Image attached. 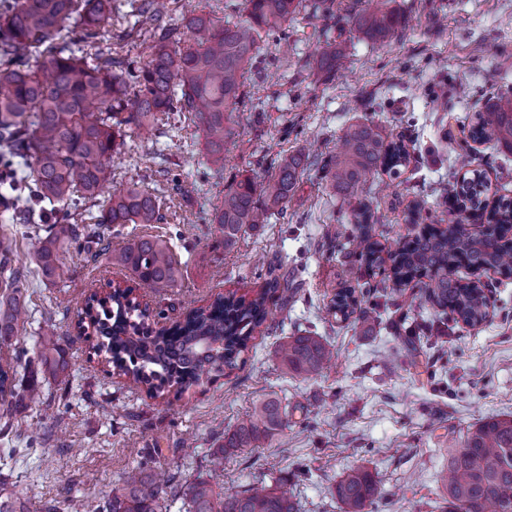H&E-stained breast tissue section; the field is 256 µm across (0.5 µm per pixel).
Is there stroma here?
I'll use <instances>...</instances> for the list:
<instances>
[{
  "label": "stroma",
  "mask_w": 512,
  "mask_h": 512,
  "mask_svg": "<svg viewBox=\"0 0 512 512\" xmlns=\"http://www.w3.org/2000/svg\"><path fill=\"white\" fill-rule=\"evenodd\" d=\"M400 17L383 41L339 22L334 35L346 53V70L318 68L314 52L325 22L306 8L273 28L245 76V99L234 113L235 144L223 169L208 158L203 132L172 114L149 137L126 138L118 148L114 183L164 191L161 224L116 226L113 243L130 232L169 240L183 266L177 287L141 286L144 306L174 321L227 293L258 291L269 266L294 271L301 286L288 302L272 299L271 314L256 330L245 362L190 387L181 398L152 399L123 376L108 374L103 355L80 336L78 321L92 289L129 278L111 255L70 251L64 273L49 281L31 261V227L4 224L15 241L12 267L27 288L25 322L0 353L33 348L43 328L59 339L61 374L41 368L42 403L16 409L0 427V477L34 501H68L71 512H95L111 488L139 463L165 469L171 488L163 512H185L182 490L204 480L218 491L240 492L257 481L286 485L300 512H339L333 491L347 470L373 473L380 494L368 512H442L448 447L491 418H512V279L459 268L462 281L481 277L489 316L471 327L454 324L442 345L410 356V338L377 322L365 330L328 316L325 306L340 288L354 287L364 307L391 312L386 271L369 270L336 241L352 234L350 217L327 186L321 161L305 170L288 205L269 223L247 231L232 251L212 217L224 191L248 176L265 182L284 150H335L345 126L366 119L390 139L412 146L398 173L368 177L363 196L380 206L384 223L373 235L396 246L414 230L406 207L425 198L424 220L448 224L440 189L449 176L483 172L493 195L512 198V153L480 146L468 137L478 112L512 91V0H391ZM447 99V110L437 106ZM467 146L469 164L456 162ZM192 182L186 198L172 190V175ZM322 336L337 353L335 366L306 379L285 372L270 354L284 337L301 331ZM279 398L288 426L265 448L212 458L224 432L256 400ZM39 432L30 441L31 432ZM54 468H46L47 459Z\"/></svg>",
  "instance_id": "obj_1"
}]
</instances>
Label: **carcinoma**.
<instances>
[{"label": "carcinoma", "instance_id": "obj_1", "mask_svg": "<svg viewBox=\"0 0 512 512\" xmlns=\"http://www.w3.org/2000/svg\"><path fill=\"white\" fill-rule=\"evenodd\" d=\"M170 0H140L125 36L148 34L144 51L132 58L99 47L112 24L125 19L119 0H0V207L7 221L33 225L31 256L42 277L62 276L59 257L84 244L108 252L112 241L101 232L114 224H156L165 200L132 185L110 196L112 156L120 141L162 121L172 112H191L204 133L210 162L224 167V148L235 135L233 112L240 104L244 75L260 51L262 34L286 24L304 8L303 0H243L244 17L218 25L205 12H192L178 26L170 22ZM358 31L371 38L394 34L399 17L388 0L353 15ZM191 34L182 42L181 29ZM316 62L336 71L344 52L323 33ZM470 137L512 152V95L489 103L472 125ZM310 155L284 154L274 173L258 185L235 181L224 192L213 223L224 232V250H232L247 230L269 223L275 209L288 204ZM410 161L401 141L384 128L357 121L340 137L325 162L329 188L356 224L353 244L369 268L382 261V248L370 225L381 221L361 200L369 173L394 171ZM484 176L477 171L459 185L448 180L441 196L452 205L448 227L424 225L388 252L393 300L405 297L416 278H428L423 292L434 305L450 310L453 321L472 326L488 316L487 297L457 278L460 267L512 275V204L487 216L485 231L472 236L461 229L481 210ZM82 201L97 207L95 225H80L71 209ZM45 234H40V231ZM13 240L0 237V272H10L12 292L0 299V340L17 335L25 314L20 280L11 271ZM118 264L157 290L174 288L181 263L170 241L160 235L134 234L123 240ZM294 291L279 267L266 273L251 299L217 296L193 309L170 330H153L149 315L128 298L130 288L115 291L85 312L83 328L92 348L109 352L108 363L150 398L179 396L203 379L232 370L249 349L254 332L266 321L267 302ZM328 311L370 326L373 312L361 306L355 289L334 294ZM54 333H41L33 356H0V405L11 412L23 402L41 403L39 386H16L19 372L56 365ZM335 351L310 334L290 336L271 352L272 359L296 374L315 377ZM288 426L287 408L277 398L256 401L231 431L224 432L219 463L242 448H262ZM450 477L443 512H512V419H490L469 430L448 448ZM169 479L162 472H140L112 490L96 512H163ZM379 494L371 473L357 467L336 485L339 512H367ZM187 512H298L294 497L278 486L258 482L223 495L210 483L194 481L182 492ZM0 512H30L27 501L0 478Z\"/></svg>", "mask_w": 512, "mask_h": 512}]
</instances>
